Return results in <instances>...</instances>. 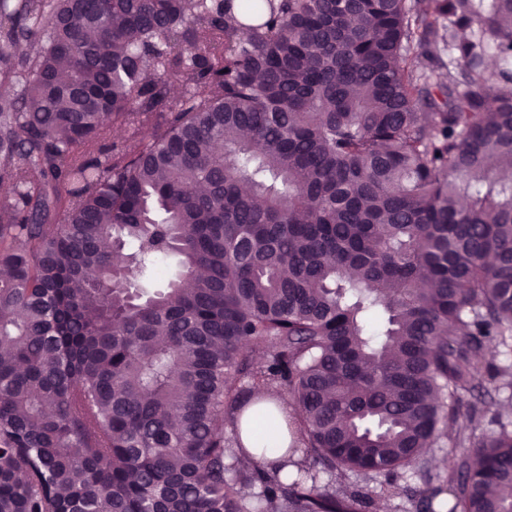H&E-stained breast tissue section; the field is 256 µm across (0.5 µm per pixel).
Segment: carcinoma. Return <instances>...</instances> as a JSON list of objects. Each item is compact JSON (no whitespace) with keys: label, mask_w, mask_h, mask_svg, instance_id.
<instances>
[{"label":"carcinoma","mask_w":512,"mask_h":512,"mask_svg":"<svg viewBox=\"0 0 512 512\" xmlns=\"http://www.w3.org/2000/svg\"><path fill=\"white\" fill-rule=\"evenodd\" d=\"M508 19L0 0V512H512Z\"/></svg>","instance_id":"1"}]
</instances>
